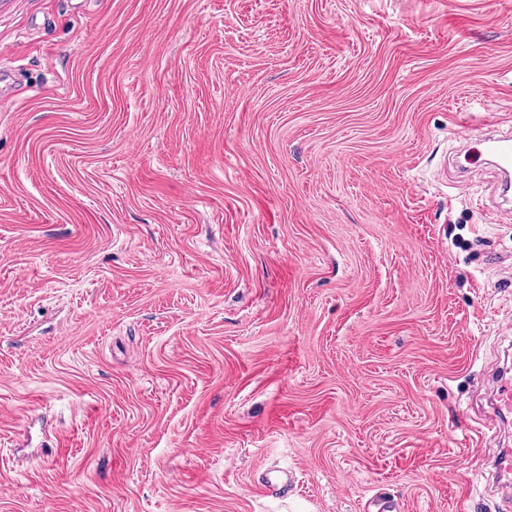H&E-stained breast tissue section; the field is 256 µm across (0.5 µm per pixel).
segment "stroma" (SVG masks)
<instances>
[{"label": "stroma", "instance_id": "35a3bbf8", "mask_svg": "<svg viewBox=\"0 0 512 512\" xmlns=\"http://www.w3.org/2000/svg\"><path fill=\"white\" fill-rule=\"evenodd\" d=\"M468 108L512 0H0V512H512Z\"/></svg>", "mask_w": 512, "mask_h": 512}]
</instances>
